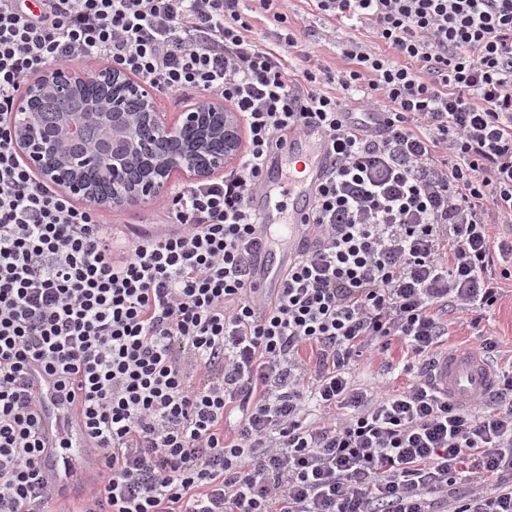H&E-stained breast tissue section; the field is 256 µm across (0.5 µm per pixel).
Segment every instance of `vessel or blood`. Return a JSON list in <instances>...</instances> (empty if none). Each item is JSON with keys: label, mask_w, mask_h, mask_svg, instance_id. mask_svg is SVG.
I'll return each mask as SVG.
<instances>
[{"label": "vessel or blood", "mask_w": 512, "mask_h": 512, "mask_svg": "<svg viewBox=\"0 0 512 512\" xmlns=\"http://www.w3.org/2000/svg\"><path fill=\"white\" fill-rule=\"evenodd\" d=\"M281 140V147L266 156L259 186L250 198V209L258 224L252 245L251 286L263 298L282 288L289 264L312 241L313 206L331 167L321 128L311 126L300 132L291 129L282 134ZM285 158L299 164L301 178L289 187L288 202L283 205L277 201L275 190L279 164ZM31 378L43 400L45 443L52 447L55 457L48 486L59 490L88 484L97 453L86 437L80 411L40 367L32 368ZM435 379L439 388L460 404L488 393L497 383L485 360L462 351L442 357Z\"/></svg>", "instance_id": "b4317fda"}]
</instances>
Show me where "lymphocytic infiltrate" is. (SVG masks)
Segmentation results:
<instances>
[{
  "label": "lymphocytic infiltrate",
  "instance_id": "lymphocytic-infiltrate-1",
  "mask_svg": "<svg viewBox=\"0 0 512 512\" xmlns=\"http://www.w3.org/2000/svg\"><path fill=\"white\" fill-rule=\"evenodd\" d=\"M287 2L256 0L262 44L242 0H0V512L54 501L35 365L98 452L81 512H512V377L467 406L431 377L440 312H489L512 280V0H311L336 73ZM92 60L245 124L164 233L127 240L15 152L26 81ZM312 124L333 157L315 241L263 301L249 198L276 135ZM395 339L412 381L353 387Z\"/></svg>",
  "mask_w": 512,
  "mask_h": 512
}]
</instances>
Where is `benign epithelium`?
<instances>
[{
    "label": "benign epithelium",
    "mask_w": 512,
    "mask_h": 512,
    "mask_svg": "<svg viewBox=\"0 0 512 512\" xmlns=\"http://www.w3.org/2000/svg\"><path fill=\"white\" fill-rule=\"evenodd\" d=\"M91 84L100 93L82 113L61 112L52 129L42 127L41 102L81 98ZM13 113L14 146L32 170L65 194L102 207L153 199L177 172L207 179L242 144L237 113L221 102L201 101L170 125L151 90L114 64L51 67L23 87Z\"/></svg>",
    "instance_id": "7a95c632"
}]
</instances>
